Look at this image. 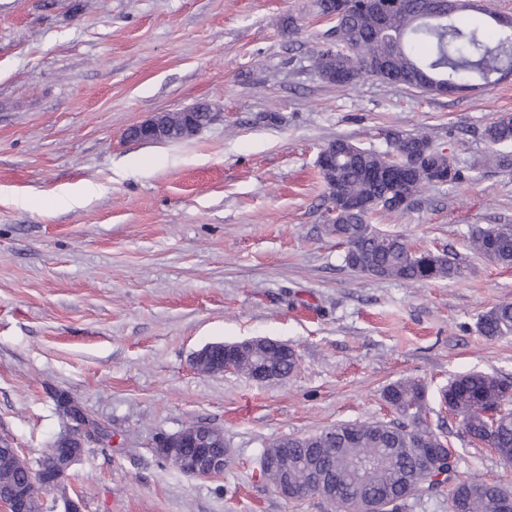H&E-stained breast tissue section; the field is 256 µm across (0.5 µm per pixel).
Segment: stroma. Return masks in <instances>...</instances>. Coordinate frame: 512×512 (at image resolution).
I'll use <instances>...</instances> for the list:
<instances>
[{
  "label": "stroma",
  "mask_w": 512,
  "mask_h": 512,
  "mask_svg": "<svg viewBox=\"0 0 512 512\" xmlns=\"http://www.w3.org/2000/svg\"><path fill=\"white\" fill-rule=\"evenodd\" d=\"M329 27L315 0H0V447L37 465L71 428L88 440L43 512H336L262 477L273 441L340 422L398 421L388 384L421 380L423 420L457 478L512 491V464L471 442L439 392L476 370L512 381V335L476 323L512 303V266L471 252L476 224H512V168L485 165V128L512 116V77L432 95L377 79L339 88L312 66ZM211 102L222 119L181 141L124 137L157 112ZM444 141L463 175L424 185L373 224L447 252L453 279L359 275L325 229L319 151L388 131ZM97 186L88 203L60 199ZM268 337L297 369L279 382L194 369L211 342ZM192 424L224 431L223 474L156 453Z\"/></svg>",
  "instance_id": "1"
}]
</instances>
